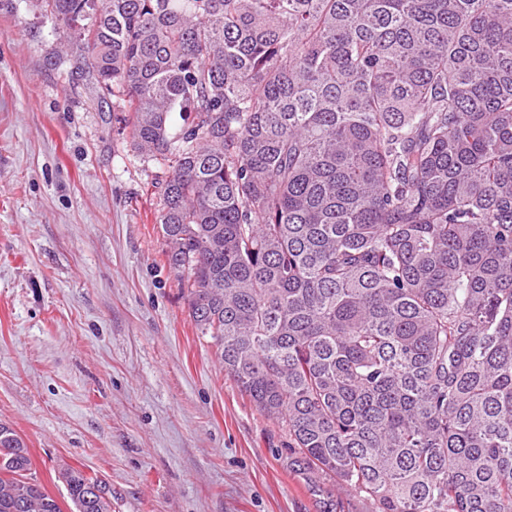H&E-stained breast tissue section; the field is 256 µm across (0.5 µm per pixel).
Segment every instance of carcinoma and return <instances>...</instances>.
I'll return each instance as SVG.
<instances>
[{
  "instance_id": "cac0c4a2",
  "label": "carcinoma",
  "mask_w": 512,
  "mask_h": 512,
  "mask_svg": "<svg viewBox=\"0 0 512 512\" xmlns=\"http://www.w3.org/2000/svg\"><path fill=\"white\" fill-rule=\"evenodd\" d=\"M47 2L167 165L190 317L318 512L328 478L375 512H512V0ZM0 445V512H63Z\"/></svg>"
}]
</instances>
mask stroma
<instances>
[{
    "label": "stroma",
    "instance_id": "1",
    "mask_svg": "<svg viewBox=\"0 0 512 512\" xmlns=\"http://www.w3.org/2000/svg\"><path fill=\"white\" fill-rule=\"evenodd\" d=\"M130 118L45 0H0V423L63 512V465L112 512H317L189 316Z\"/></svg>",
    "mask_w": 512,
    "mask_h": 512
}]
</instances>
